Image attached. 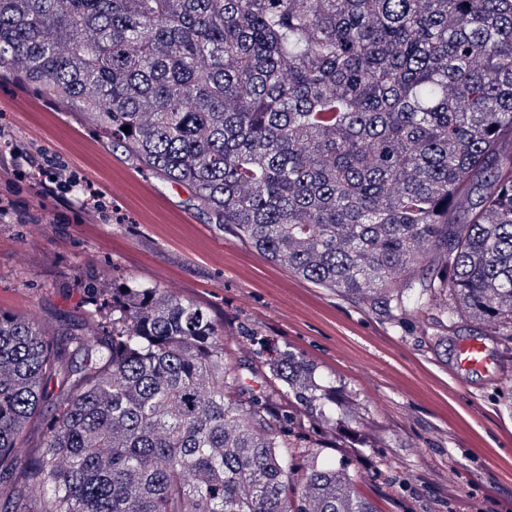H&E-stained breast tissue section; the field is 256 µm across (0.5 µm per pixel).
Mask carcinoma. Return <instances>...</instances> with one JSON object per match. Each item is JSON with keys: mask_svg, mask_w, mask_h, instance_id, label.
I'll list each match as a JSON object with an SVG mask.
<instances>
[{"mask_svg": "<svg viewBox=\"0 0 512 512\" xmlns=\"http://www.w3.org/2000/svg\"><path fill=\"white\" fill-rule=\"evenodd\" d=\"M2 71L302 279L512 336V0H0ZM98 292L111 327L55 343L0 310V512H373L299 433L342 425L300 353L244 365L195 301ZM44 425L40 420H33L26 428L27 441L18 448V457L23 462L31 454L38 451V447L44 438Z\"/></svg>", "mask_w": 512, "mask_h": 512, "instance_id": "obj_1", "label": "carcinoma"}]
</instances>
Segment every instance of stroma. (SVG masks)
<instances>
[{"mask_svg": "<svg viewBox=\"0 0 512 512\" xmlns=\"http://www.w3.org/2000/svg\"><path fill=\"white\" fill-rule=\"evenodd\" d=\"M60 158L76 186L34 175L25 159ZM136 282L206 308L238 357L261 335L336 385V412L313 434L326 461L352 442L357 496L374 512H512V338L487 337L494 371L466 375L450 352L479 335L468 317L431 337L414 317L305 281L200 211L190 190L142 170L78 111L0 75V309L49 332L76 326L89 288Z\"/></svg>", "mask_w": 512, "mask_h": 512, "instance_id": "35a3bbf8", "label": "stroma"}]
</instances>
